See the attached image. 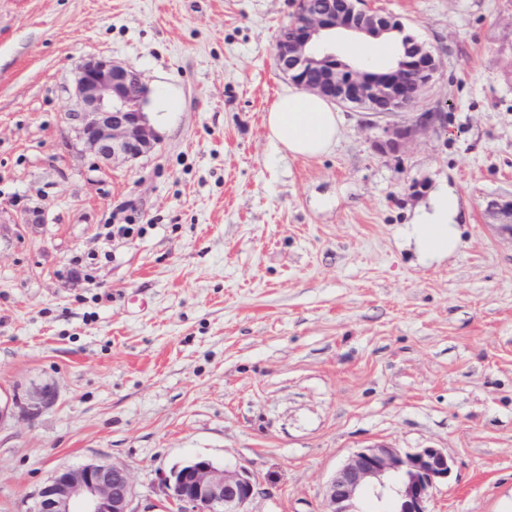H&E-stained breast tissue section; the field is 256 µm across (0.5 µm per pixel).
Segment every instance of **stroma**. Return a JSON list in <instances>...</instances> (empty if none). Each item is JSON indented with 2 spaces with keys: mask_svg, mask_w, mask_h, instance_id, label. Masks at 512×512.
Segmentation results:
<instances>
[{
  "mask_svg": "<svg viewBox=\"0 0 512 512\" xmlns=\"http://www.w3.org/2000/svg\"><path fill=\"white\" fill-rule=\"evenodd\" d=\"M374 5L437 56L418 109L445 127L382 153L386 118L345 108L307 159L264 126L295 0H0V390L55 392L0 425V512L112 462L133 512H176L163 480L195 457L252 473L248 512H320L377 443L447 453L429 512H512V0ZM90 55L149 88L135 162L63 121ZM445 183L462 244L423 263L400 230Z\"/></svg>",
  "mask_w": 512,
  "mask_h": 512,
  "instance_id": "1",
  "label": "stroma"
}]
</instances>
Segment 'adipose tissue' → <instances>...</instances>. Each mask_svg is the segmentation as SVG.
I'll return each mask as SVG.
<instances>
[{
	"mask_svg": "<svg viewBox=\"0 0 512 512\" xmlns=\"http://www.w3.org/2000/svg\"><path fill=\"white\" fill-rule=\"evenodd\" d=\"M342 117L333 103L311 93L283 90L266 115L268 138L293 157L316 158L335 146ZM461 204L456 187L439 188L404 236L421 260L436 261L456 254L461 246Z\"/></svg>",
	"mask_w": 512,
	"mask_h": 512,
	"instance_id": "adipose-tissue-1",
	"label": "adipose tissue"
}]
</instances>
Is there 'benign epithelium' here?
I'll use <instances>...</instances> for the list:
<instances>
[{
    "mask_svg": "<svg viewBox=\"0 0 512 512\" xmlns=\"http://www.w3.org/2000/svg\"><path fill=\"white\" fill-rule=\"evenodd\" d=\"M290 33L277 39L279 71L302 89L321 94L341 106L379 116L414 110L439 71V61L426 45L403 41L397 63L376 70L336 56V44L319 40L329 31L377 37L402 25L375 8L370 0H348L340 11L328 4L297 0ZM149 89L140 73L97 55L80 66L66 113L70 128L84 149L112 164L135 161L151 152L158 135L143 105ZM442 123V114L423 112L410 123L383 127L379 147L398 152L422 132ZM54 399L48 386L35 388L21 402L0 396V423L21 416L34 418ZM451 466L440 448L401 451L385 444L364 447L336 471L327 483L321 512H365L362 501L371 497L376 512H428L433 488L448 480ZM178 512H246L255 484L244 467L214 464L197 458L175 469L168 479ZM133 479L121 464H86L63 468L38 493L34 512H131Z\"/></svg>",
    "mask_w": 512,
    "mask_h": 512,
    "instance_id": "7a95c632",
    "label": "benign epithelium"
}]
</instances>
